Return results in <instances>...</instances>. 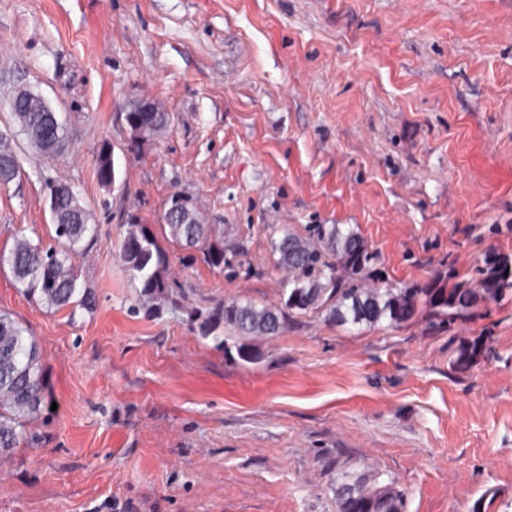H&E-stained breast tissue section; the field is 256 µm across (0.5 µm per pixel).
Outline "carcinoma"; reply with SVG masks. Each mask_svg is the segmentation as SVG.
I'll return each instance as SVG.
<instances>
[{"label":"carcinoma","instance_id":"obj_1","mask_svg":"<svg viewBox=\"0 0 512 512\" xmlns=\"http://www.w3.org/2000/svg\"><path fill=\"white\" fill-rule=\"evenodd\" d=\"M11 117L31 146L51 155L65 144V129L56 113L47 111L40 95L8 98ZM136 130L129 139L137 147L162 132L169 113L161 104L154 112H131ZM98 177L115 181L112 153L99 154ZM18 159L10 143L0 136V183L14 179ZM56 196L55 234L58 246L45 248L21 236L8 256L0 254V266H9L23 292L48 309L91 303L80 292L76 257L86 238H94L91 213L66 185L50 187ZM176 208L172 219H163L162 233L130 216L120 245L119 259L129 278L141 285L140 295L155 299L178 287L169 277L166 244L202 255L210 267L224 270V229L202 223L197 203L189 198H171ZM279 238L271 241L274 266L285 272L281 296L276 303L259 304L233 299L215 304L195 320L204 337L217 346L236 348L238 357L251 362L259 358L254 341L281 335L288 317L296 312H315L329 323L376 328L424 322L429 328L452 325L474 314L479 302H497L512 296V256L494 249L476 268V287L457 280L453 268L435 273L421 284L381 287L379 255L354 229L337 224H315L300 234L285 226L275 228ZM492 337L476 336L458 344L452 364L459 371L492 354ZM51 403L40 344L19 322L0 313V460L36 437L33 423ZM336 512H406L405 492L368 471L338 470L331 484Z\"/></svg>","mask_w":512,"mask_h":512}]
</instances>
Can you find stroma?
Returning <instances> with one entry per match:
<instances>
[{"instance_id":"35a3bbf8","label":"stroma","mask_w":512,"mask_h":512,"mask_svg":"<svg viewBox=\"0 0 512 512\" xmlns=\"http://www.w3.org/2000/svg\"><path fill=\"white\" fill-rule=\"evenodd\" d=\"M19 85L67 143L21 145L0 254L54 245L46 200L68 185L97 226L95 305L47 310L0 267V313L38 337L57 404L0 466V512H336L340 467L395 481L406 512H475L489 491L512 512V299L436 330L298 314L255 364L191 321L278 301L276 224L358 228L389 285L512 255V0H0V134ZM136 97L170 120L134 148ZM175 193L223 225L224 268L170 245L179 299H144L117 258L125 218L161 224ZM480 334L494 356L455 369Z\"/></svg>"}]
</instances>
